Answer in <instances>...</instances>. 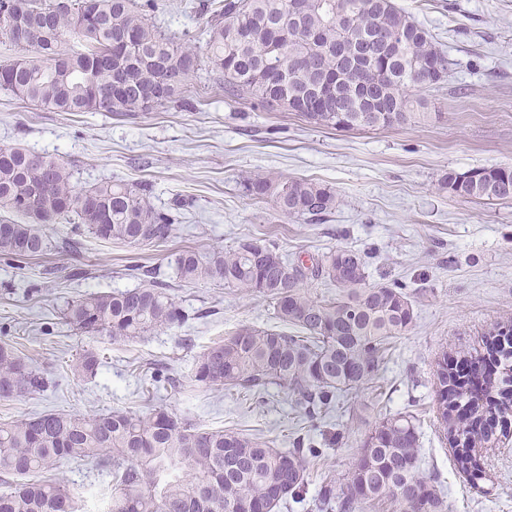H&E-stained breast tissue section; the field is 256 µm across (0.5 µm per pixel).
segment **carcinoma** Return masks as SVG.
I'll return each instance as SVG.
<instances>
[{
  "instance_id": "carcinoma-1",
  "label": "carcinoma",
  "mask_w": 512,
  "mask_h": 512,
  "mask_svg": "<svg viewBox=\"0 0 512 512\" xmlns=\"http://www.w3.org/2000/svg\"><path fill=\"white\" fill-rule=\"evenodd\" d=\"M304 15L289 0H207L202 29L208 68L224 77V92L255 108L297 112L309 122L339 130L391 128L426 119L414 111L410 91L448 74V57L432 35L393 0H307ZM155 0H0V33L13 21L36 27L18 55L0 64V90L58 112H150L178 101L181 86L201 60L196 44L159 29L148 19ZM380 30L397 43L371 46L373 59L339 60L336 44L360 49ZM316 34L311 38L310 34ZM73 35L85 51L70 53ZM342 111H336V106ZM454 188L452 173L440 187L455 196L512 200V167H475ZM69 163L20 147H0V208L16 216L0 226V257L27 260L71 249L52 224L121 244L160 246L175 231L176 199L153 208L145 184L105 181L78 190ZM251 200L271 199L285 217L320 221L336 210V189L319 182L255 177L242 184ZM366 260L349 247L323 253L310 267L292 263L274 242L244 238L202 257L176 259L185 283L220 280L257 293L274 318L301 329L296 336L244 325L202 349L191 378L207 388L263 397L283 389L303 419L316 425L340 400L374 383L390 340L409 332L417 314L403 284L366 285ZM337 288L312 295L307 280ZM62 319L92 338L126 342L180 325L185 310L155 282L100 292L67 303ZM485 352L437 363L440 430L454 448L455 464L472 484L482 479L479 448L494 435L491 420L512 415V329L494 330ZM100 355L80 354L71 369L97 375ZM48 380L12 345L0 343V400L44 390ZM323 448L308 435L285 450L259 435L201 429L164 405L146 415L122 411L85 414L49 411L0 419V512H78L71 489L28 476L62 461L96 463L112 474L106 512H275L287 498L303 499L308 464ZM386 502L391 512H447L436 480L420 473L416 418H384L361 442L345 482L325 479L313 498L317 512H364Z\"/></svg>"
}]
</instances>
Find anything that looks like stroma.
<instances>
[{
	"mask_svg": "<svg viewBox=\"0 0 512 512\" xmlns=\"http://www.w3.org/2000/svg\"><path fill=\"white\" fill-rule=\"evenodd\" d=\"M434 37L448 57L445 79L417 91L429 120L377 130H336L298 113L268 112L225 97L217 74L200 69L181 96L150 112H54L0 91V147L20 146L73 165V183L146 184L150 204L177 198L175 235L164 245L116 244L83 235L78 252L12 265L0 258V339L44 373L48 388L0 401V418L50 410L143 414L164 404L204 429L260 434L275 447L303 428L287 397L271 390L265 404L191 379L205 346L243 325L280 329L264 298L220 281L184 283L175 259L230 249L245 237L277 243L290 261L311 263L336 246L367 256V285L406 284L417 321L391 344L376 381L353 401L355 415L342 447L310 463L309 493L322 477L343 480L374 424L401 413L420 431V471L438 476L448 512H512V443L495 435L481 449L486 476L471 485L455 464L437 419L436 363L482 349L493 327L512 324V201L467 200L438 186L448 171L512 167V0H395ZM159 27L195 36L205 14L189 0H158ZM308 179L333 186L340 204L321 224L278 213L272 203L243 196L254 176ZM133 265L152 269L170 286L187 322L128 342L79 335L62 320L68 301L91 292L133 288ZM103 356L92 378L70 370L83 350ZM167 367L178 389L157 388L150 364ZM43 479L63 481L82 512H102L112 478L92 463L66 462Z\"/></svg>",
	"mask_w": 512,
	"mask_h": 512,
	"instance_id": "35a3bbf8",
	"label": "stroma"
}]
</instances>
